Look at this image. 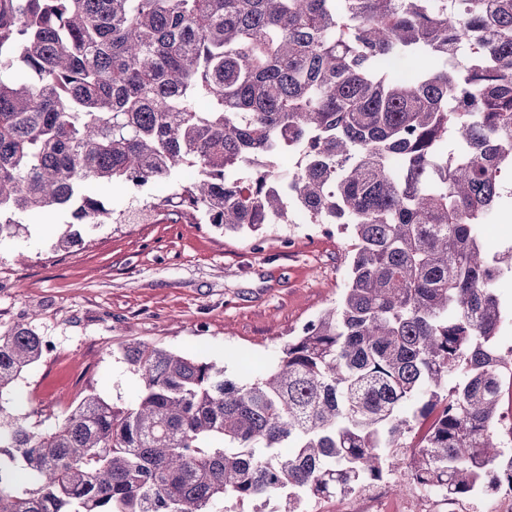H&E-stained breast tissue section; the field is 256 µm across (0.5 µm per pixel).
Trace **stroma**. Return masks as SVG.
<instances>
[{"instance_id":"stroma-1","label":"stroma","mask_w":512,"mask_h":512,"mask_svg":"<svg viewBox=\"0 0 512 512\" xmlns=\"http://www.w3.org/2000/svg\"><path fill=\"white\" fill-rule=\"evenodd\" d=\"M161 180L139 192L92 184L122 224H103L86 243L56 249L71 222L56 210L29 213L25 231L0 240V332L26 320L47 350L0 406L39 430L60 423L83 395L129 406L141 386L122 349L142 341L223 364L236 379L245 359L270 363L288 338L337 306L346 240L333 224H270L260 236L223 235L180 211L142 213L170 195ZM405 466L389 468L376 496L350 494L359 512H412Z\"/></svg>"}]
</instances>
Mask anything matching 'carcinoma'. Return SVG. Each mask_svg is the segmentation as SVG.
<instances>
[{
  "instance_id": "1",
  "label": "carcinoma",
  "mask_w": 512,
  "mask_h": 512,
  "mask_svg": "<svg viewBox=\"0 0 512 512\" xmlns=\"http://www.w3.org/2000/svg\"><path fill=\"white\" fill-rule=\"evenodd\" d=\"M16 61L0 237L50 208L120 224L87 185L192 168L176 199L200 224L255 233L299 210L350 243L338 306L256 374L134 342L132 406L90 393L48 431L0 408V512L272 495L302 512L388 463L450 502L512 490L495 342L512 248L479 233L512 198V0H0V72ZM45 350L29 322L1 332L0 394Z\"/></svg>"
}]
</instances>
